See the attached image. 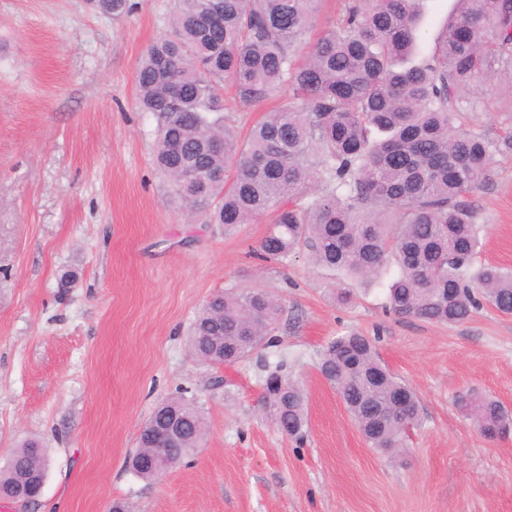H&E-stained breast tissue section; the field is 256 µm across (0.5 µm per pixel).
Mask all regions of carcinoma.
Returning <instances> with one entry per match:
<instances>
[{"instance_id": "obj_1", "label": "carcinoma", "mask_w": 512, "mask_h": 512, "mask_svg": "<svg viewBox=\"0 0 512 512\" xmlns=\"http://www.w3.org/2000/svg\"><path fill=\"white\" fill-rule=\"evenodd\" d=\"M319 2L177 0L171 35L138 63L137 90L142 110L158 117L156 164L178 204L226 235L271 216L265 260L306 249L364 282L395 265L387 299L399 316L452 324L485 304L512 311V271L473 266L484 225L468 200L495 157L512 154V134L490 139L456 124L461 91L512 62V0H456L457 13L418 64L408 57L420 40L419 0H344L332 27L297 59ZM96 7L115 16L130 9L129 0ZM226 85L243 107L285 88L297 104L266 113L243 138L224 120ZM280 314L268 292L231 287L203 305L190 345L207 363L236 364L268 344ZM318 370L370 447H400L418 422L416 392L381 361L376 338H334ZM260 401L282 434L302 435L305 397L282 366L267 369ZM455 404L486 437L512 430V412L487 395L469 390ZM173 413L186 419V433L168 455L178 461L202 442L195 401L160 403L129 461L136 477H160L146 457L154 427ZM47 468L40 443L23 441L0 466V493Z\"/></svg>"}]
</instances>
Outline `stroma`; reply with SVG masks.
Listing matches in <instances>:
<instances>
[{"label":"stroma","mask_w":512,"mask_h":512,"mask_svg":"<svg viewBox=\"0 0 512 512\" xmlns=\"http://www.w3.org/2000/svg\"><path fill=\"white\" fill-rule=\"evenodd\" d=\"M131 2L112 17L86 0H0V465L22 440L42 442L50 466L33 512H109L117 500L134 512H512V432L485 438L455 404L474 388L512 411V315L397 316L381 285L309 251L253 257L267 221L228 237L187 220L155 166L157 120L136 82L175 0ZM465 99L467 128L512 131L505 68ZM469 199L485 226L478 263L512 270V154ZM69 269L78 278L60 287ZM232 286L272 292L278 328L249 359L208 364L188 330ZM348 330L376 337L419 397L398 451L369 448L316 368ZM279 363L305 392L299 440L261 412L263 367ZM183 390L207 434L162 478L140 480L126 467L139 431Z\"/></svg>","instance_id":"stroma-1"}]
</instances>
